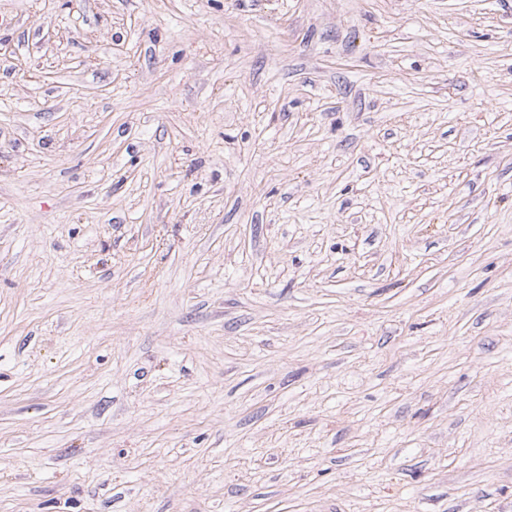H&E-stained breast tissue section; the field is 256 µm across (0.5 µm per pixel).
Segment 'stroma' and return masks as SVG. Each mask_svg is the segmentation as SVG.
<instances>
[{
    "label": "stroma",
    "instance_id": "stroma-1",
    "mask_svg": "<svg viewBox=\"0 0 512 512\" xmlns=\"http://www.w3.org/2000/svg\"><path fill=\"white\" fill-rule=\"evenodd\" d=\"M0 512H512V0H0Z\"/></svg>",
    "mask_w": 512,
    "mask_h": 512
}]
</instances>
